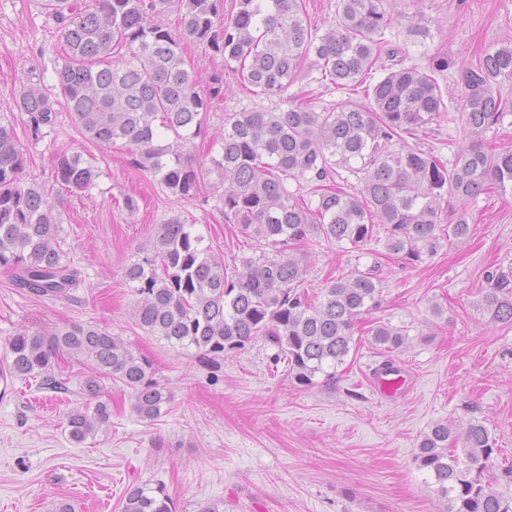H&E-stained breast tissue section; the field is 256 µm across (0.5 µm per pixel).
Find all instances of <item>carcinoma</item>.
Segmentation results:
<instances>
[{"mask_svg":"<svg viewBox=\"0 0 512 512\" xmlns=\"http://www.w3.org/2000/svg\"><path fill=\"white\" fill-rule=\"evenodd\" d=\"M61 30L63 54L52 61L55 87L72 122L88 140L124 141L133 164L151 174L171 195L192 200L201 192V172L187 146L207 129L212 99L223 94V78L206 95L183 57L182 40L208 46L224 58L257 97L284 93L305 65L338 90L361 85L364 100L316 109L304 98L282 112L242 109L224 115V136L212 169L219 176L216 200L224 217L253 241L252 253L224 255L180 214L156 225L148 249L125 267L135 297L133 312L150 336L216 365L224 355L262 339L287 362L288 375L302 387L336 378L351 351L354 328L380 296L375 269H357L305 291L307 266L294 255L300 246L342 242L354 248L385 229L388 253L416 261L436 250L441 237H468L467 205L493 186L512 189V151H492L480 138L502 117L497 87L512 82V46L486 51L476 64L455 62L464 91L463 137L452 166L409 142L448 111L435 73L415 66L382 68L385 31L398 21L390 0H336V21L319 35L300 0H41ZM181 16V34L160 16ZM407 41L424 45L423 16L405 19ZM15 108L27 115L34 137L53 131L58 113L48 94L30 85ZM24 155L10 118L0 115V268L16 285L45 299H63L77 285L59 240L56 202L45 186L23 179ZM357 186H340L343 173ZM55 182L82 191L98 172L82 155L63 152ZM308 188L312 200L288 189ZM458 203L453 224L441 223L440 202ZM476 310L492 323L512 324V263L491 267ZM372 343L385 353L406 344L404 330L381 324ZM12 378H38L46 389H62L53 374L61 352L80 356L95 373L82 385L88 403L66 415L70 439L80 444L111 422L101 400L102 380L131 390L132 412L154 421L172 402L154 378L151 360L106 327L71 323L47 331H17L8 339ZM499 449L483 421L468 420L462 431L438 422L417 447L419 468L433 477L447 512H512V464L497 463ZM121 512H177L162 484L134 483L121 499Z\"/></svg>","mask_w":512,"mask_h":512,"instance_id":"1","label":"carcinoma"}]
</instances>
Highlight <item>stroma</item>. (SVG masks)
Wrapping results in <instances>:
<instances>
[{
    "label": "stroma",
    "instance_id": "35a3bbf8",
    "mask_svg": "<svg viewBox=\"0 0 512 512\" xmlns=\"http://www.w3.org/2000/svg\"><path fill=\"white\" fill-rule=\"evenodd\" d=\"M393 7L409 16L423 12L430 36L425 46L408 49L403 27L393 25L384 47L398 55L382 57L386 66L396 61L424 69L439 55L474 63L486 49L512 43V0H395ZM60 51L56 24L39 0H0V113L15 127L24 179L53 186L59 151L81 153L100 171L91 189L64 194L57 207L62 247L79 278L70 298L31 295L0 269V368L16 330L99 323L152 360L172 402L167 414L145 421L131 410L130 390L104 380L111 424L78 445L68 437L65 415L85 404L81 384L92 365L58 357L59 391L12 379L0 397V512H52L64 496L76 512H120L132 482L165 484L177 512H199L216 501L224 512H445L416 464V448L434 423L462 425L472 417L489 429L499 463H512V325L476 312L487 268L512 261V191L477 197L469 206L468 238L441 240L415 262L378 241L361 250L327 243L305 249L308 289L370 266L381 281L380 303L360 322L335 381L297 386L260 340L212 369L139 326L124 270L149 246L155 225L176 213L192 220L215 252L248 253L238 225L217 207L212 188L219 177L208 164L220 150L225 113L282 111L287 104L238 88L215 99L206 135L190 146L192 159L206 168L203 192L186 201L136 169L124 142L86 139L67 110H60L50 135L34 139L26 115L13 109L14 97L29 83L52 88L49 66ZM437 80L448 110L416 143L450 164L462 144L463 92L453 71ZM128 193L141 202L132 218L117 206ZM436 305L442 317L432 315ZM380 324L409 335L393 359L408 370L410 390L395 401L378 398L370 386L371 370L385 359L370 341Z\"/></svg>",
    "mask_w": 512,
    "mask_h": 512
}]
</instances>
